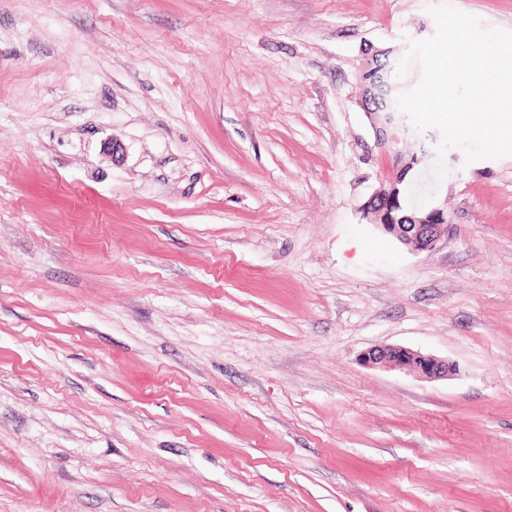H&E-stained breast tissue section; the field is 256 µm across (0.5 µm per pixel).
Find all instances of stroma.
Wrapping results in <instances>:
<instances>
[{
	"label": "stroma",
	"instance_id": "1",
	"mask_svg": "<svg viewBox=\"0 0 512 512\" xmlns=\"http://www.w3.org/2000/svg\"><path fill=\"white\" fill-rule=\"evenodd\" d=\"M440 2L0 0V512H512V156L432 251L359 212ZM381 62L388 61L389 63V78H388V111L393 113L395 116H400L402 113L397 109L396 98L400 93L406 92V85L403 78H397L395 76V69L398 62L401 59L392 58L390 59L387 53L375 54ZM360 359L371 368L395 373L409 372L425 380L447 378L452 370L448 359L398 345L374 346L362 353Z\"/></svg>",
	"mask_w": 512,
	"mask_h": 512
}]
</instances>
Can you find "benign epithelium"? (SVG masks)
I'll return each instance as SVG.
<instances>
[{
    "label": "benign epithelium",
    "mask_w": 512,
    "mask_h": 512,
    "mask_svg": "<svg viewBox=\"0 0 512 512\" xmlns=\"http://www.w3.org/2000/svg\"><path fill=\"white\" fill-rule=\"evenodd\" d=\"M367 116L375 130L378 146L393 152V156L388 178L380 183L359 210L379 219L381 224L378 228L396 239L407 251H432L448 230L452 218L443 208L434 205L416 207L410 214L403 210L395 190L399 178L412 170L415 163L394 150L402 125L398 119L383 117L378 112H369ZM361 362L389 372H409L425 380L446 378L452 370V365L446 359L398 345L374 346L361 354Z\"/></svg>",
    "instance_id": "1"
}]
</instances>
